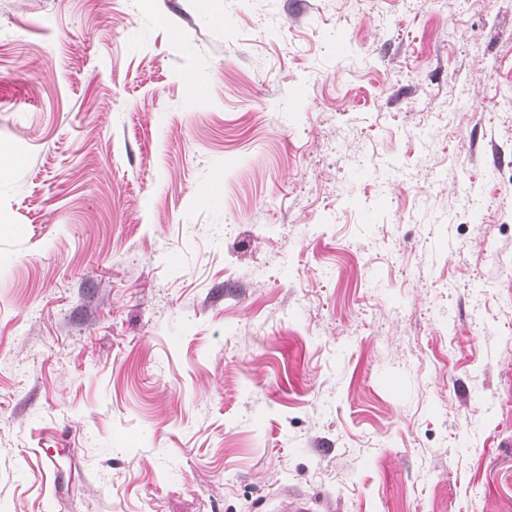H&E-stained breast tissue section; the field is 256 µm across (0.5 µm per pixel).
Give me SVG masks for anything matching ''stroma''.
<instances>
[{"mask_svg": "<svg viewBox=\"0 0 512 512\" xmlns=\"http://www.w3.org/2000/svg\"><path fill=\"white\" fill-rule=\"evenodd\" d=\"M1 144L0 512H512V0H0Z\"/></svg>", "mask_w": 512, "mask_h": 512, "instance_id": "obj_1", "label": "stroma"}]
</instances>
